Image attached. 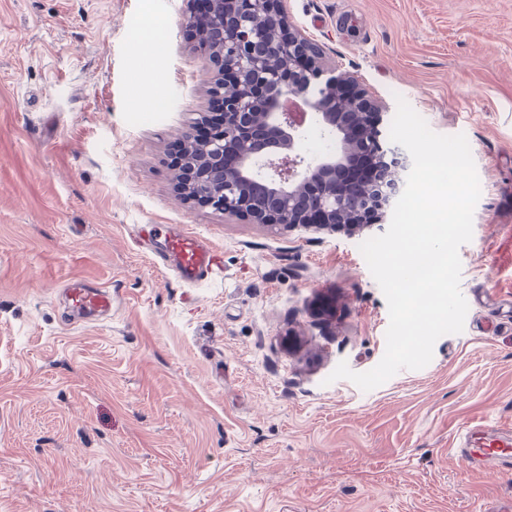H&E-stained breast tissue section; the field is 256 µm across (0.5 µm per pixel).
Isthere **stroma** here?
<instances>
[{"instance_id": "1", "label": "stroma", "mask_w": 512, "mask_h": 512, "mask_svg": "<svg viewBox=\"0 0 512 512\" xmlns=\"http://www.w3.org/2000/svg\"><path fill=\"white\" fill-rule=\"evenodd\" d=\"M391 124L404 97L464 134L480 180L459 250L464 329L365 392L385 296L359 250L386 232L277 229L181 201L168 149L214 74L189 0H0V512H496L512 473L458 456L512 424V0H285ZM163 31L142 41L139 29ZM161 100L147 111L145 97ZM195 232L222 277L139 248ZM112 290L87 316L66 290Z\"/></svg>"}]
</instances>
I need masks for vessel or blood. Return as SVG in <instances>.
<instances>
[{
    "label": "vessel or blood",
    "instance_id": "vessel-or-blood-1",
    "mask_svg": "<svg viewBox=\"0 0 512 512\" xmlns=\"http://www.w3.org/2000/svg\"><path fill=\"white\" fill-rule=\"evenodd\" d=\"M152 231V226L143 225L139 242L150 251L157 264L174 267L179 280L189 285L212 277L218 266V254L200 236L183 230L168 232L156 248L152 245ZM67 294L74 309L106 312L112 309L109 288H87L75 283L68 288ZM459 453L477 469L512 470V426L483 423L466 426Z\"/></svg>",
    "mask_w": 512,
    "mask_h": 512
}]
</instances>
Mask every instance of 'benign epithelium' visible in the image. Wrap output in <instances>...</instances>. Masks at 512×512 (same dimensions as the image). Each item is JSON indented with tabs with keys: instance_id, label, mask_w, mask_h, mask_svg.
Here are the masks:
<instances>
[{
	"instance_id": "1",
	"label": "benign epithelium",
	"mask_w": 512,
	"mask_h": 512,
	"mask_svg": "<svg viewBox=\"0 0 512 512\" xmlns=\"http://www.w3.org/2000/svg\"><path fill=\"white\" fill-rule=\"evenodd\" d=\"M207 28L196 44L216 66L205 112L215 102L224 129L196 141L191 127L179 141L195 143L173 165L178 194L253 224L350 227L373 208L379 220L398 194L397 154L380 142L383 106L352 74L325 76L322 51L293 29L284 0H207L190 26ZM336 134V153L307 159L297 152L304 116ZM256 129L273 130L264 152Z\"/></svg>"
}]
</instances>
